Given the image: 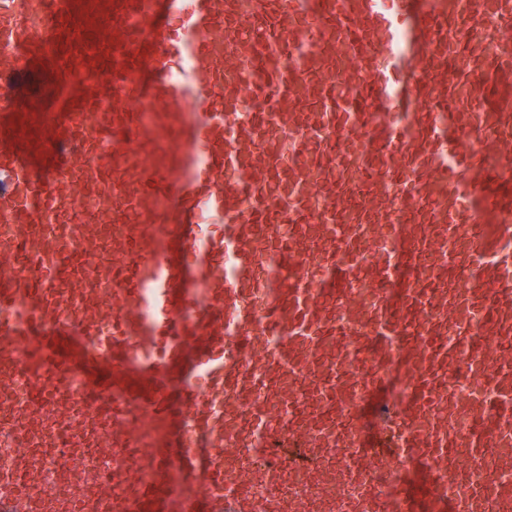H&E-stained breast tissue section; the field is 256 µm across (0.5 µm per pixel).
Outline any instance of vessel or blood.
Listing matches in <instances>:
<instances>
[{
  "label": "vessel or blood",
  "instance_id": "obj_1",
  "mask_svg": "<svg viewBox=\"0 0 512 512\" xmlns=\"http://www.w3.org/2000/svg\"><path fill=\"white\" fill-rule=\"evenodd\" d=\"M0 224V512L512 503V0H0Z\"/></svg>",
  "mask_w": 512,
  "mask_h": 512
}]
</instances>
